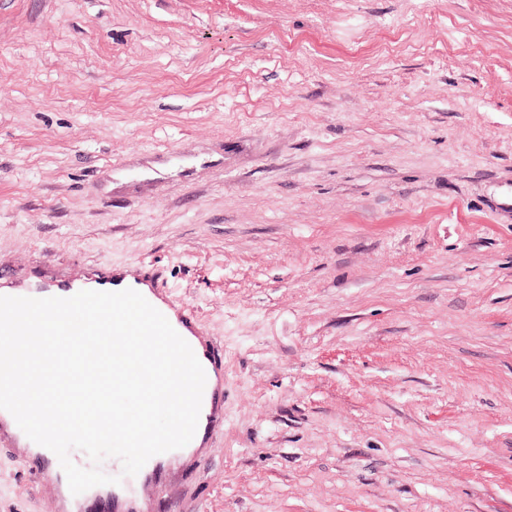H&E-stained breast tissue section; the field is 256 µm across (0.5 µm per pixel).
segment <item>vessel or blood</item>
I'll return each instance as SVG.
<instances>
[{
    "mask_svg": "<svg viewBox=\"0 0 512 512\" xmlns=\"http://www.w3.org/2000/svg\"><path fill=\"white\" fill-rule=\"evenodd\" d=\"M133 287L149 303L157 304L159 311L171 325L188 330L196 341L192 349L206 374L202 407L197 431L191 442L183 448L153 456L140 472L132 477V486L148 489L171 480V464L174 461H191L195 466L206 462L202 448L224 428V366L210 341L202 337V325L189 308L172 296L163 275L154 268H146L134 282H127L123 267L109 263L95 270L60 275L51 271L29 278H14L0 275V287L8 295L35 298L70 297L83 290L120 291ZM0 446L16 449L25 467L45 477L57 489L55 512H147V504H135L133 498L122 489L99 485L82 494H72L65 475L54 470L52 453L32 440L19 428L13 416L0 409Z\"/></svg>",
    "mask_w": 512,
    "mask_h": 512,
    "instance_id": "vessel-or-blood-1",
    "label": "vessel or blood"
}]
</instances>
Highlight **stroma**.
I'll return each instance as SVG.
<instances>
[{
    "instance_id": "stroma-1",
    "label": "stroma",
    "mask_w": 512,
    "mask_h": 512,
    "mask_svg": "<svg viewBox=\"0 0 512 512\" xmlns=\"http://www.w3.org/2000/svg\"><path fill=\"white\" fill-rule=\"evenodd\" d=\"M47 261L224 357L156 512H512V0H0V270ZM124 267L105 263L95 270L70 276L59 275L47 270L29 278H14L1 273L0 296H26L35 298L70 297L82 290L120 291L126 288L140 292L147 301L158 309L180 334L176 325L188 330L192 336H181L193 349L206 374L202 407L197 431L185 447L153 456L140 472L132 477L131 485L146 490L171 480L172 462L193 461L195 468L201 467L207 458L200 454V448H208L209 442L224 429V366L215 347L210 341L198 343L192 338L204 335L202 324L195 319L189 308L171 295L167 280L154 268L145 267L133 283L126 282ZM160 300L161 304L157 301Z\"/></svg>"
}]
</instances>
